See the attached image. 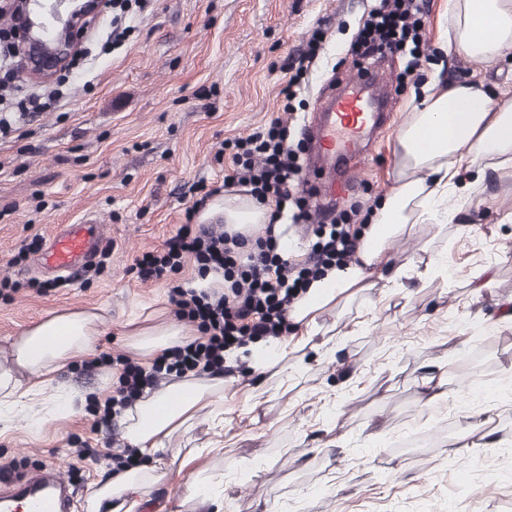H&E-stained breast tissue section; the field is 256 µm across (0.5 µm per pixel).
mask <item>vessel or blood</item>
Listing matches in <instances>:
<instances>
[{"instance_id": "1", "label": "vessel or blood", "mask_w": 512, "mask_h": 512, "mask_svg": "<svg viewBox=\"0 0 512 512\" xmlns=\"http://www.w3.org/2000/svg\"><path fill=\"white\" fill-rule=\"evenodd\" d=\"M384 80L378 68L349 76L344 91L324 100L305 121L303 130L312 143V153L304 165L302 186L311 192L317 209L335 206L336 178L353 184L372 152L382 128L383 109L365 96L364 89ZM107 244L106 227L98 221L67 224L52 235L40 261L47 268L72 273ZM75 499V490L57 466L0 480V512H73Z\"/></svg>"}]
</instances>
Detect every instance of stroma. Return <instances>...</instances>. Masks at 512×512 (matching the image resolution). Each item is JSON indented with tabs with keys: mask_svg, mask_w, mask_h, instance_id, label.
Listing matches in <instances>:
<instances>
[{
	"mask_svg": "<svg viewBox=\"0 0 512 512\" xmlns=\"http://www.w3.org/2000/svg\"><path fill=\"white\" fill-rule=\"evenodd\" d=\"M373 0H148L133 10L122 45L102 51L103 17L85 43L86 59L65 74L63 98L0 133V356L20 333L52 313L97 309L94 348L71 359L52 384L71 394L66 414L30 413L0 423V466L23 475L55 462L80 499L107 479L120 419L104 417L113 359L139 353L128 337L146 323H174L165 282H140L136 257L162 248L192 207L199 181L222 184L224 142L247 136L276 114L288 55L313 30L326 49L297 93V113L314 112L327 85L342 82L350 43ZM451 0H429L422 32L430 62L398 80L402 53L375 61L388 71L392 127L354 190L336 208L376 202L398 179L396 138L431 76L473 81L512 102V58L490 64L442 51ZM465 201L449 196L453 220L419 224L391 248L406 267L398 281L324 311L334 327L325 348L307 351L291 389L257 375L224 379V422L200 411L193 430L166 444L160 480L138 512H512V481L495 462L512 449V160L462 164ZM96 218L107 224L106 252L75 279L35 267L34 239L57 225ZM448 256V278L426 265ZM493 286L478 289L484 275ZM451 392L424 404L430 375ZM467 387L466 400L456 391ZM483 427L468 429L467 414ZM199 458L190 466L188 453ZM211 482L214 499L188 498L192 476Z\"/></svg>",
	"mask_w": 512,
	"mask_h": 512,
	"instance_id": "35a3bbf8",
	"label": "stroma"
}]
</instances>
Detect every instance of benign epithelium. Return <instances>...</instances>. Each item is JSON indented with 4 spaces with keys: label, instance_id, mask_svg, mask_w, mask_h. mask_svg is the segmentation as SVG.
Wrapping results in <instances>:
<instances>
[{
    "label": "benign epithelium",
    "instance_id": "7a95c632",
    "mask_svg": "<svg viewBox=\"0 0 512 512\" xmlns=\"http://www.w3.org/2000/svg\"><path fill=\"white\" fill-rule=\"evenodd\" d=\"M110 9V0H0L11 17L0 31L20 73L54 79L82 48L91 27Z\"/></svg>",
    "mask_w": 512,
    "mask_h": 512
}]
</instances>
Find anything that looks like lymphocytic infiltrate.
Returning <instances> with one entry per match:
<instances>
[{"mask_svg":"<svg viewBox=\"0 0 512 512\" xmlns=\"http://www.w3.org/2000/svg\"><path fill=\"white\" fill-rule=\"evenodd\" d=\"M427 7V0H379L354 36L352 52L368 59L388 49L403 50L409 56L407 72L416 71L430 57L429 43L419 32V16ZM324 35L323 28H316L307 50L294 57L280 112L248 137L226 145L229 162L224 168L223 186L247 187L256 204L269 208L270 219L263 235L183 224L165 241L162 250L136 258L134 268L141 281L167 279L190 260L201 275L221 274L224 288L211 292L180 284L170 288L172 314L195 325L197 337L161 351L148 368L121 359L112 395L104 404L105 412L133 405L155 389L163 376L213 375L224 371L225 352L287 336L292 327L289 311L308 283L329 268L357 262L360 227L352 224L345 213L327 224L312 223L308 197L296 193L301 166L292 139V101L296 86L320 56ZM287 208L292 211L293 223L305 225L314 238L309 253L301 260L285 258L275 230Z\"/></svg>","mask_w":512,"mask_h":512,"instance_id":"obj_1","label":"lymphocytic infiltrate"}]
</instances>
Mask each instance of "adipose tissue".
Instances as JSON below:
<instances>
[{
    "label": "adipose tissue",
    "instance_id": "adipose-tissue-1",
    "mask_svg": "<svg viewBox=\"0 0 512 512\" xmlns=\"http://www.w3.org/2000/svg\"><path fill=\"white\" fill-rule=\"evenodd\" d=\"M446 21L458 54L495 62L512 51V0H453ZM397 145L398 186L366 224L358 263L332 268L310 282L290 313L298 333L295 344L270 340L249 347L246 359L254 372L286 380L288 351L313 344L321 332L318 315L334 308L339 297L368 289L377 269H394L388 253L391 240L412 235L418 224L447 222L448 197L458 191L456 174L463 162L512 157V105L494 106L472 83L441 86L422 97L401 128ZM209 210L223 213L225 224L235 229L268 221L265 208L236 196L215 200ZM101 322L100 312L84 309L56 313L24 329L10 357L0 362V422H11L32 407L70 411V395L51 389L47 377L91 350ZM21 369L34 375V383L23 384L17 376ZM204 408L223 414V378H185L124 409L126 438L148 462L92 489L86 512H135L154 481L165 442L189 432Z\"/></svg>",
    "mask_w": 512,
    "mask_h": 512
}]
</instances>
